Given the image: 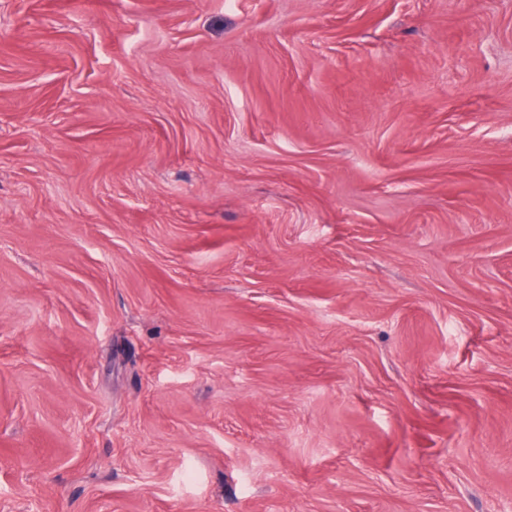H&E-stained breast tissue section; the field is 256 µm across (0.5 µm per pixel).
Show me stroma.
I'll return each instance as SVG.
<instances>
[{
    "instance_id": "35a3bbf8",
    "label": "stroma",
    "mask_w": 512,
    "mask_h": 512,
    "mask_svg": "<svg viewBox=\"0 0 512 512\" xmlns=\"http://www.w3.org/2000/svg\"><path fill=\"white\" fill-rule=\"evenodd\" d=\"M0 512H512V0H0Z\"/></svg>"
}]
</instances>
